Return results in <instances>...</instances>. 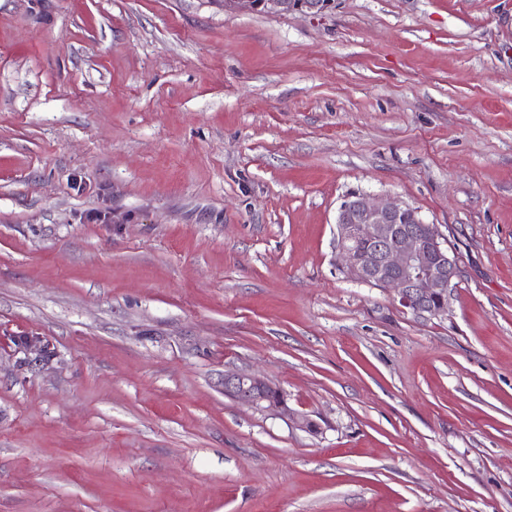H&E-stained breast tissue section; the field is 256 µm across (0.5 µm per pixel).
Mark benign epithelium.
<instances>
[{"label":"benign epithelium","instance_id":"obj_1","mask_svg":"<svg viewBox=\"0 0 512 512\" xmlns=\"http://www.w3.org/2000/svg\"><path fill=\"white\" fill-rule=\"evenodd\" d=\"M332 0H224V9L247 7L258 13H325ZM336 249L351 280L391 288L399 303L416 313L439 316L447 311L448 287L457 277L455 256L440 229L407 204L379 202L355 193L340 206ZM13 355L25 367L46 363L57 352L43 336H7ZM224 395L262 411L286 415L310 431L316 424L292 412L271 382L243 372L224 373Z\"/></svg>","mask_w":512,"mask_h":512}]
</instances>
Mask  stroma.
Segmentation results:
<instances>
[{
	"label": "stroma",
	"mask_w": 512,
	"mask_h": 512,
	"mask_svg": "<svg viewBox=\"0 0 512 512\" xmlns=\"http://www.w3.org/2000/svg\"><path fill=\"white\" fill-rule=\"evenodd\" d=\"M354 192L447 314L339 270ZM0 512H512V0H0ZM332 2V0H224V7L228 10L247 7L258 13L288 14L294 11H307L313 15H321L330 8ZM336 224V249L348 278L393 289L399 303L416 313L447 311L458 267L437 225L407 204L379 202L364 193L341 204ZM4 339L8 341V346H11L14 356L23 355L18 358L20 366L40 365L49 362L57 355L52 343L43 336H5ZM224 394L259 410L275 415H287L299 427L310 431L317 428L306 416L292 412L279 389L263 378L243 372H225Z\"/></svg>",
	"instance_id": "1"
}]
</instances>
